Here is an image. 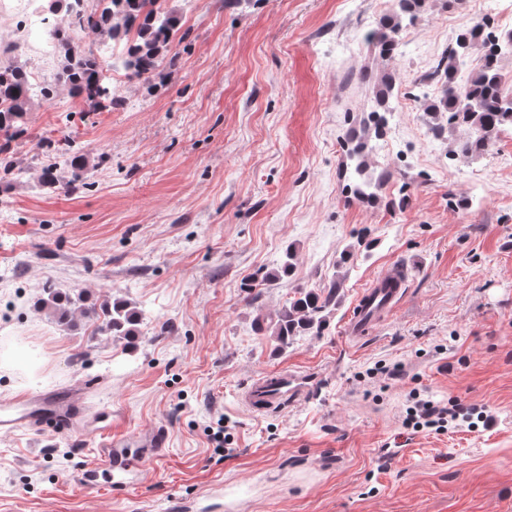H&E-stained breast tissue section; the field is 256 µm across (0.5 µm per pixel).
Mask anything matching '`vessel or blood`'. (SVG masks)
Here are the masks:
<instances>
[{
	"label": "vessel or blood",
	"mask_w": 512,
	"mask_h": 512,
	"mask_svg": "<svg viewBox=\"0 0 512 512\" xmlns=\"http://www.w3.org/2000/svg\"><path fill=\"white\" fill-rule=\"evenodd\" d=\"M407 279L404 268L386 267L358 297L346 327V337L357 342L395 308ZM307 390L305 375L280 370L246 385L242 400L257 413H269L298 401ZM98 437L99 458L80 475L89 491L125 495L135 487L146 464L159 460L168 442L165 427L150 425L127 434L112 432V411L90 410L79 390L31 391L0 403V433L21 431Z\"/></svg>",
	"instance_id": "vessel-or-blood-1"
}]
</instances>
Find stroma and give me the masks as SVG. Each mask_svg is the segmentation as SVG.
Masks as SVG:
<instances>
[{
	"label": "stroma",
	"instance_id": "1",
	"mask_svg": "<svg viewBox=\"0 0 512 512\" xmlns=\"http://www.w3.org/2000/svg\"><path fill=\"white\" fill-rule=\"evenodd\" d=\"M392 4L164 0L187 34L170 79L116 76V109L37 97L0 132L27 171L0 178V400L91 378L90 408L169 432L121 499L79 481L95 437L0 433V512H172L217 484L223 512H512V127L469 161L467 129L425 104L464 23L491 12L512 32V0H424L389 58L364 35ZM387 77L382 131L364 134L384 181L365 204L344 141ZM44 140L88 158L82 182L39 185ZM392 264L403 300L349 342L353 302ZM49 282L90 311L130 303L139 335L57 324L36 304ZM333 285L321 334L282 349L257 321ZM379 361L403 375L368 376ZM281 369L310 376L305 395L249 411L242 389ZM413 391L491 424L410 433Z\"/></svg>",
	"mask_w": 512,
	"mask_h": 512
}]
</instances>
